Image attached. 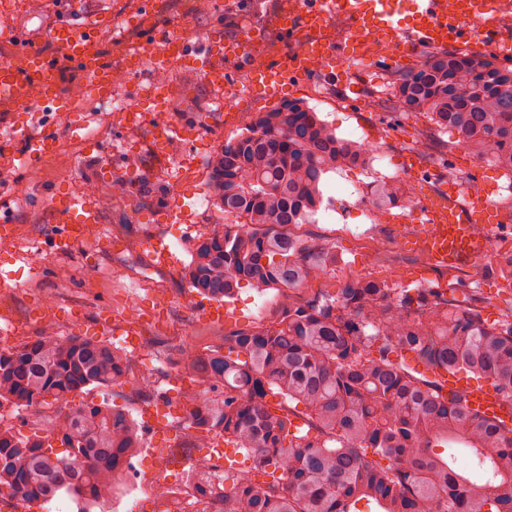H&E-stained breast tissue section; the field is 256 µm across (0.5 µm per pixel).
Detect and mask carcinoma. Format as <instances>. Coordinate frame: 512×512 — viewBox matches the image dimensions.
<instances>
[{
  "label": "carcinoma",
  "mask_w": 512,
  "mask_h": 512,
  "mask_svg": "<svg viewBox=\"0 0 512 512\" xmlns=\"http://www.w3.org/2000/svg\"><path fill=\"white\" fill-rule=\"evenodd\" d=\"M392 84L398 107L454 129L468 151L512 170L509 66L457 49L428 52ZM371 159L316 112L288 102L210 160V198L240 223L197 239L190 287L215 298L243 284L283 289L277 323L225 335L222 353L182 356L205 384L183 396L199 447H209L203 434L222 435L253 459L246 474L198 478L196 495L217 500L219 512H362L364 501L379 512H512V428L391 357L408 350L431 373L464 372L512 404V322L490 325L429 289L413 296L366 281L303 306L289 300L336 264V252L288 235V226L319 209L324 175ZM372 201L383 211L407 208L411 192L379 181ZM128 375L124 350L49 328L0 348V405L58 404L51 433L68 448L60 457L46 439L0 429V498L42 505L64 491L86 504L109 499L140 438L125 413L78 396ZM269 396L296 403L312 426L300 433ZM448 444L466 448L468 464L440 451ZM368 448L389 464L368 459ZM474 468L484 483L471 480Z\"/></svg>",
  "instance_id": "carcinoma-1"
}]
</instances>
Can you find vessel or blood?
<instances>
[{
    "mask_svg": "<svg viewBox=\"0 0 512 512\" xmlns=\"http://www.w3.org/2000/svg\"><path fill=\"white\" fill-rule=\"evenodd\" d=\"M509 14L512 0H456L452 7L446 0H285L279 29L291 47L278 69L256 70L252 84L276 99L287 78L303 79L314 59L328 60L333 46L321 38L320 31L336 15L347 20L351 44H361L375 35L411 56L423 48L465 42L474 34L497 42L511 55L512 38L501 35L499 28L501 19ZM100 25V17L89 16L78 27L53 26L49 38L58 48V56L45 55L38 47L27 45L16 58L0 62V112L20 111L32 96L40 105L65 112L67 100L59 91L60 66L64 63L79 67L98 94H110L113 67L97 47ZM185 44L183 32L164 31L156 34L144 51L154 61L168 63L174 46ZM53 206L64 223L55 237L61 251L74 246L75 226L100 221L96 205L89 200L66 194L54 197ZM426 217L429 229L418 245L432 265L452 272L467 269L488 251L486 241L472 235V224L490 226L499 221L486 199L461 202L453 190L433 196ZM469 391L470 409L507 424L512 422V405L499 394Z\"/></svg>",
    "mask_w": 512,
    "mask_h": 512,
    "instance_id": "b4317fda",
    "label": "vessel or blood"
}]
</instances>
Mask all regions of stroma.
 I'll list each match as a JSON object with an SVG mask.
<instances>
[{
    "mask_svg": "<svg viewBox=\"0 0 512 512\" xmlns=\"http://www.w3.org/2000/svg\"><path fill=\"white\" fill-rule=\"evenodd\" d=\"M239 2V9L231 12L225 7L226 0H150L149 7H142L140 24L124 27L101 41L103 53L117 63L127 51L143 48L157 32L179 28L186 20L192 22L188 59L179 72L185 92L168 115L187 133L184 159L194 168L181 182H173L167 172L169 149L159 141L154 126L132 135L88 112H75L67 119L48 111L31 113L27 122L30 133L52 132L59 150L47 162L0 166V206L16 226L14 239L0 245V278L7 282L0 287V307L8 311L10 325L16 330L12 345L40 335L49 325L60 336L116 346L120 340L115 331L124 323L129 302H136L143 311L162 303L161 318L145 320L142 334L153 351V374L178 402L185 389L199 383L180 364L184 339L203 338V352L208 355L223 348L224 336L231 331L277 322L278 289L243 286L234 297L238 307L235 318L224 323L206 315L214 298L192 293L183 276L197 237L228 222L220 208L200 207V199L209 196V184L196 177V170L208 169L212 156L226 142L246 134L258 113L273 106L266 97L250 94L238 111H217L218 93L205 82L199 63L215 34L238 42L247 26L259 28L260 39L248 54L225 62L228 75L258 64L276 66L288 45L272 26L283 0ZM138 6V0H80L78 9H67L61 20L78 25L86 16L99 13L123 19ZM57 11V0L18 5L12 30L20 38L36 36L37 46H44L49 30L61 21ZM423 59L420 53L402 59L382 51L367 64L353 67L346 55L337 54L310 70L305 80L285 86V100L301 102L317 112L339 138L374 142L383 155L370 166L325 176L323 203L311 223L301 225L299 236L319 238L333 246L336 266L332 278L317 279L294 290L296 305L337 293L361 271L367 279L391 288L434 289L451 303L480 309L490 324L512 321V224H500L493 230L498 253L485 255L471 269L451 273L430 266L421 252L405 248L409 234L403 226L411 221L407 211L394 208L384 215L382 232L391 241L384 252L371 258L366 241L351 234L353 228L367 224V204L354 201L337 209L332 206L333 199L342 197L350 184L371 189L375 170L383 165L412 192L426 185L452 188L457 176H465L499 212L512 211V198L503 190L512 177L506 170L471 153H454L457 135L453 130L395 108L391 94L394 75L417 69ZM309 84L347 99L349 108L339 110L306 95ZM104 179L126 183L127 200L108 193L98 197L101 222L97 230L87 233L69 253L57 254L53 236L61 220L50 205L52 194L75 180L94 184ZM175 208L186 214V221L164 222V215ZM158 243L169 250L167 263H160L154 254ZM33 247L45 253L41 269L35 272L25 262L26 252ZM188 294L194 299L189 310L181 304Z\"/></svg>",
    "mask_w": 512,
    "mask_h": 512,
    "instance_id": "stroma-1",
    "label": "stroma"
}]
</instances>
